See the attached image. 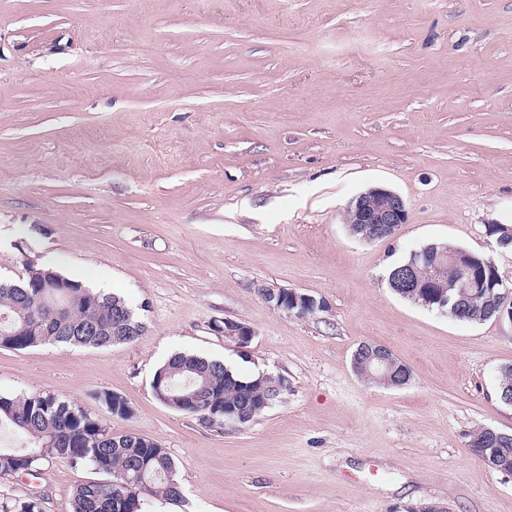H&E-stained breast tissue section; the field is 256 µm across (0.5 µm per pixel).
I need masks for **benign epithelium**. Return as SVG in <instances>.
<instances>
[{
	"label": "benign epithelium",
	"mask_w": 512,
	"mask_h": 512,
	"mask_svg": "<svg viewBox=\"0 0 512 512\" xmlns=\"http://www.w3.org/2000/svg\"><path fill=\"white\" fill-rule=\"evenodd\" d=\"M408 211L405 201L396 192L384 187H372L352 198L344 211V223L368 224L369 232L364 234L362 240L368 242L386 241L394 238L400 227L407 223ZM427 262L426 256L418 254L416 260L408 263L398 270V284L400 288H417L416 266ZM500 307L496 316L499 321L509 317L512 319V290L505 287L503 291L495 294ZM263 300L273 309L295 314V309L316 302L310 294L284 288L267 289ZM224 336L235 342L238 351L244 352L255 336L254 330L232 319H224ZM369 358L373 360L376 370L385 372L393 368V354L382 344L369 345Z\"/></svg>",
	"instance_id": "obj_1"
}]
</instances>
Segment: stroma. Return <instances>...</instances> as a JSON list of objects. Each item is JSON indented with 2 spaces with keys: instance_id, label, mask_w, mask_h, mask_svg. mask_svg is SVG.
Segmentation results:
<instances>
[{
  "instance_id": "obj_1",
  "label": "stroma",
  "mask_w": 512,
  "mask_h": 512,
  "mask_svg": "<svg viewBox=\"0 0 512 512\" xmlns=\"http://www.w3.org/2000/svg\"><path fill=\"white\" fill-rule=\"evenodd\" d=\"M372 186L406 203L393 240L343 222ZM490 224H512V0H0V278L49 265L144 324L127 344L0 348V394L50 392L166 448L183 499L144 512H512V476L468 449L512 433V324L456 321L385 277L441 242L512 289ZM262 286L326 307L297 318ZM227 318L253 328L247 354ZM364 342L411 383L362 380ZM176 352L290 389L211 429L152 395ZM95 478L51 459L0 478V497L72 512ZM288 291L290 294L289 305ZM263 300L273 309L283 311L289 315L295 316L299 315V312H295L297 310L296 308H300L301 306L309 303L317 302L316 298L310 294L284 288H267V291L263 296Z\"/></svg>"
}]
</instances>
